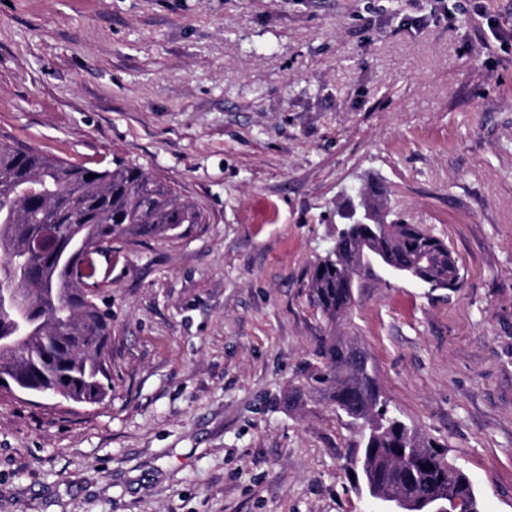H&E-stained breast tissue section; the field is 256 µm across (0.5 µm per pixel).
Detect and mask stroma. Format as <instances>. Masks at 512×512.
<instances>
[{
  "instance_id": "stroma-1",
  "label": "stroma",
  "mask_w": 512,
  "mask_h": 512,
  "mask_svg": "<svg viewBox=\"0 0 512 512\" xmlns=\"http://www.w3.org/2000/svg\"><path fill=\"white\" fill-rule=\"evenodd\" d=\"M483 5L0 0V133L203 215L98 256L109 398L0 397V512H369L358 426L288 401L331 332L512 512V0ZM370 185L462 281L362 278L331 327L308 281Z\"/></svg>"
}]
</instances>
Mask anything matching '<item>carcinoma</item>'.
Listing matches in <instances>:
<instances>
[{"label": "carcinoma", "mask_w": 512, "mask_h": 512, "mask_svg": "<svg viewBox=\"0 0 512 512\" xmlns=\"http://www.w3.org/2000/svg\"><path fill=\"white\" fill-rule=\"evenodd\" d=\"M360 197L378 215L391 212L378 191ZM200 222L199 212L133 161L117 158L103 169L75 165L1 136L0 283H17L31 305L20 313L0 301V373L27 393L102 403L112 393V308L104 295L87 289L80 274L85 251L110 250L119 239L176 238L183 225ZM47 224L58 230V253H29V241ZM361 239L359 226L337 235L313 267L311 297L330 323L354 301L345 280L350 252ZM374 246L407 278L432 288L448 287L457 265L448 246L416 224L391 221ZM318 354L321 365L309 375V389L352 421L370 425L353 460L362 481L392 486L415 501L448 487L463 497L468 512H482L469 475L446 450L389 414L353 340L325 336Z\"/></svg>", "instance_id": "cac0c4a2"}]
</instances>
